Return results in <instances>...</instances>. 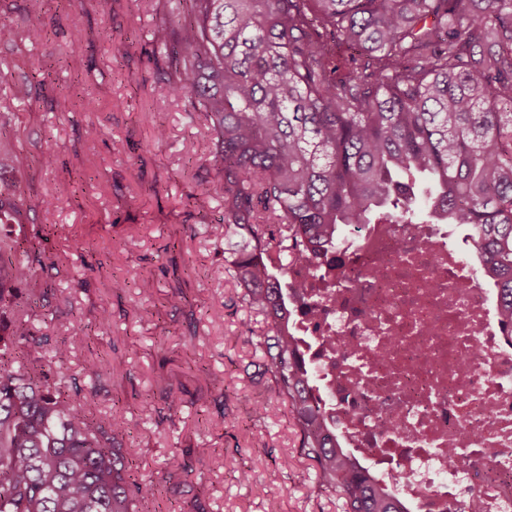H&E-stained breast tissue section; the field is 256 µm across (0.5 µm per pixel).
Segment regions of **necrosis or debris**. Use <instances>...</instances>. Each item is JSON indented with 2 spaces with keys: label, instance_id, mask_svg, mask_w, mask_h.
Segmentation results:
<instances>
[{
  "label": "necrosis or debris",
  "instance_id": "necrosis-or-debris-1",
  "mask_svg": "<svg viewBox=\"0 0 512 512\" xmlns=\"http://www.w3.org/2000/svg\"><path fill=\"white\" fill-rule=\"evenodd\" d=\"M454 230L376 221L289 264L288 331L339 451L406 512H512V321Z\"/></svg>",
  "mask_w": 512,
  "mask_h": 512
}]
</instances>
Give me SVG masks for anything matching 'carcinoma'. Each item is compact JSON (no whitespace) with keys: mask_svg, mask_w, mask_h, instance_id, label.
Returning <instances> with one entry per match:
<instances>
[{"mask_svg":"<svg viewBox=\"0 0 512 512\" xmlns=\"http://www.w3.org/2000/svg\"><path fill=\"white\" fill-rule=\"evenodd\" d=\"M191 19L154 33L188 101L216 139L224 179L188 199L217 200L241 241L224 273L264 317L257 366L294 416L318 487L344 512H403L336 451L294 348L276 322L282 259H314L375 213L463 224L512 319V0H171ZM0 194V512H136L152 488L125 447L124 408L105 426L65 394L63 352L16 314L35 271L16 216L50 212ZM47 364L48 369L40 368Z\"/></svg>","mask_w":512,"mask_h":512,"instance_id":"1","label":"carcinoma"}]
</instances>
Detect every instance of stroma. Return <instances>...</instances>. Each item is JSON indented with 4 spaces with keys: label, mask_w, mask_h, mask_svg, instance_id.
<instances>
[{
    "label": "stroma",
    "mask_w": 512,
    "mask_h": 512,
    "mask_svg": "<svg viewBox=\"0 0 512 512\" xmlns=\"http://www.w3.org/2000/svg\"><path fill=\"white\" fill-rule=\"evenodd\" d=\"M0 18L19 32L0 43V70L10 75L0 85V148L19 158L0 179L26 199H59L30 244L40 295L29 308L33 331L64 350L67 393L87 398L98 418L135 404L126 445L155 489L143 512H343L336 493L317 488L287 403L250 367L266 324L224 273L235 238L217 222L220 202L186 199L219 177L214 137L185 99L159 93L169 67L152 39L158 27L186 23L187 9L46 0L37 30L27 0H0ZM75 35L78 72L65 54ZM72 92L92 111H62ZM144 278L154 284L148 297ZM173 296L178 306H169ZM77 326L89 337L74 345ZM96 358L117 373L90 381L85 366ZM175 461L191 472L178 487L163 481ZM244 471L252 480H241Z\"/></svg>",
    "instance_id": "1"
}]
</instances>
